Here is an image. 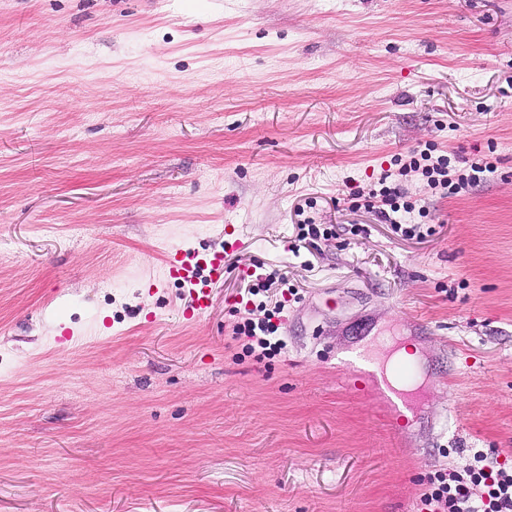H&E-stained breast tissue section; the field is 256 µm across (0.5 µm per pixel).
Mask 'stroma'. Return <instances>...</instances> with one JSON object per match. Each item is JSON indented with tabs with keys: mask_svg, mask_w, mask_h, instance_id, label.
Returning a JSON list of instances; mask_svg holds the SVG:
<instances>
[{
	"mask_svg": "<svg viewBox=\"0 0 512 512\" xmlns=\"http://www.w3.org/2000/svg\"><path fill=\"white\" fill-rule=\"evenodd\" d=\"M423 150L495 171H409L410 239L365 204ZM175 250L224 257L192 321ZM269 316L260 360L233 328ZM402 343L404 433L341 383ZM488 448L512 0H0V512H419ZM420 159L430 162L422 166V174L427 178L429 185L433 188L440 187L446 190V194H456L460 190L480 182L485 172H494L493 165H490V163L484 165L473 163L468 174H457V172L450 169V162L444 156H439L433 161L432 155L420 152Z\"/></svg>",
	"mask_w": 512,
	"mask_h": 512,
	"instance_id": "obj_1",
	"label": "stroma"
}]
</instances>
